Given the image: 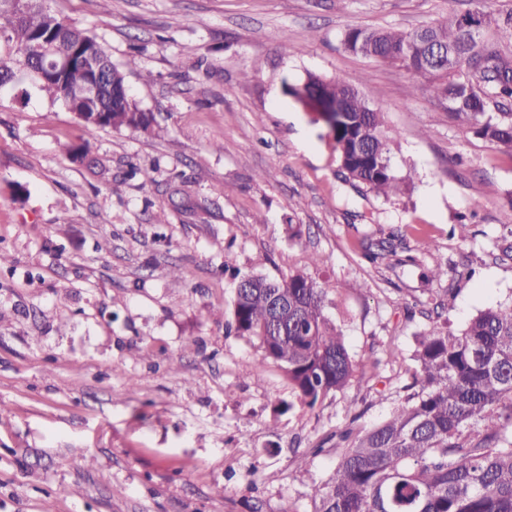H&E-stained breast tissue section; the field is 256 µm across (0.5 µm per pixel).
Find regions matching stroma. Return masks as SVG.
<instances>
[{
  "label": "stroma",
  "mask_w": 512,
  "mask_h": 512,
  "mask_svg": "<svg viewBox=\"0 0 512 512\" xmlns=\"http://www.w3.org/2000/svg\"><path fill=\"white\" fill-rule=\"evenodd\" d=\"M468 6L52 0L127 66L160 133L102 131L76 162L62 101L22 82L0 102V512H312L336 432L402 400L417 335L512 301V265L492 257L512 232V155L342 44ZM310 73L360 80L413 177L403 194L345 179L318 107L292 93ZM176 189L204 210H178ZM389 238L395 254L364 258ZM303 269L351 356L378 364L312 408L274 364L245 376L261 344L224 333L233 272Z\"/></svg>",
  "instance_id": "stroma-1"
}]
</instances>
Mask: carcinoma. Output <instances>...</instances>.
I'll return each mask as SVG.
<instances>
[{"label": "carcinoma", "mask_w": 512, "mask_h": 512, "mask_svg": "<svg viewBox=\"0 0 512 512\" xmlns=\"http://www.w3.org/2000/svg\"><path fill=\"white\" fill-rule=\"evenodd\" d=\"M471 0L463 12L412 29L354 27L347 51L398 64L448 112V121L512 154V9ZM58 16L49 0H0V77L29 52L39 64L56 56L45 47L56 37ZM99 44L75 25L60 51L76 56ZM112 92L88 100L78 118L83 144L68 149L83 158L91 139L107 129L150 134L155 118L128 94L126 73L110 64ZM40 91L68 104L77 95L71 72L34 79ZM301 88L345 111L327 119L341 169L386 199L402 194L409 177L397 172L384 113L354 82L310 74ZM235 288L226 333L257 337L263 359L246 370L257 376L271 362L293 394L314 407L344 389L358 363L342 331L324 312L325 289L306 273L286 279L246 274ZM419 369L406 396L379 424L336 446L329 483L316 493L313 512H512V303L489 307L457 333L417 337Z\"/></svg>", "instance_id": "cac0c4a2"}]
</instances>
